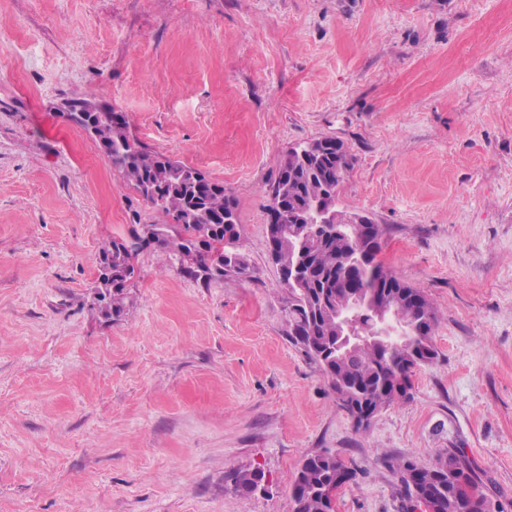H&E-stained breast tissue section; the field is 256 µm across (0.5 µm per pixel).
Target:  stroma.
Wrapping results in <instances>:
<instances>
[{
    "instance_id": "obj_1",
    "label": "stroma",
    "mask_w": 512,
    "mask_h": 512,
    "mask_svg": "<svg viewBox=\"0 0 512 512\" xmlns=\"http://www.w3.org/2000/svg\"><path fill=\"white\" fill-rule=\"evenodd\" d=\"M81 93L224 183L253 277L150 249L100 316L102 248L165 217L58 112ZM324 137L354 158L337 209L438 314L365 427L289 339L267 252L278 163ZM440 448L512 512V0H0V512H292L324 450L356 471L336 512H402L385 457ZM258 464L268 489L234 492Z\"/></svg>"
}]
</instances>
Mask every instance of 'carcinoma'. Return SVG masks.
Returning a JSON list of instances; mask_svg holds the SVG:
<instances>
[{
  "mask_svg": "<svg viewBox=\"0 0 512 512\" xmlns=\"http://www.w3.org/2000/svg\"><path fill=\"white\" fill-rule=\"evenodd\" d=\"M104 118L106 124L100 128V137L108 141L104 154L112 168L133 186L144 202L172 219L170 223L157 225L154 248L177 263L181 271L205 282L241 276L228 262L223 270L215 269L208 249L209 240L220 238L224 251L232 254L239 241L238 224L224 228V211L237 215L236 200L224 184L211 180L197 168L148 148L130 134L125 120L114 112L104 113ZM351 165L352 156L342 148L323 154L312 167L297 153L282 158L271 188L288 194V211L281 223L287 233L279 240L283 253H288V231L306 225L307 216L326 198H336ZM306 248L311 252L314 267V275L306 287L294 288L279 281V289L288 299L289 338L319 365L332 390L347 385L366 402L373 404L380 398L385 406L401 399L385 388V382L400 376L408 384L414 367L426 357L433 358V332L438 321L434 306L420 290L391 278L384 297L388 319L381 328L388 343L365 332L350 354L340 355L334 351L341 339L340 326L330 305L336 298L345 297V289L338 287L345 279L357 292L372 289L369 263L353 259L351 243L345 238L311 242ZM128 262L127 254L115 240L101 251L100 263L112 265V281L100 283L96 308L107 318L118 317L124 311L122 291ZM449 456L458 458L473 471L477 483H482L473 462L462 449L438 451L434 464L425 469L434 482L436 512H455L454 477L451 472L438 468ZM388 467L398 476L401 498L410 502L409 475L418 466L409 459L396 458L388 460ZM333 480L335 465L324 454L306 456L299 464L291 488L292 498L296 500L295 512H333L324 493Z\"/></svg>",
  "mask_w": 512,
  "mask_h": 512,
  "instance_id": "carcinoma-1",
  "label": "carcinoma"
}]
</instances>
